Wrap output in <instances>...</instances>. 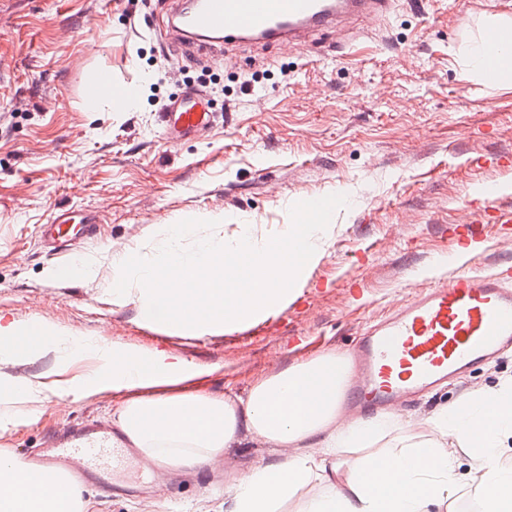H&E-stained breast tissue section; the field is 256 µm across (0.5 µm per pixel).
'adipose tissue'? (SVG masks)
Returning <instances> with one entry per match:
<instances>
[{"label":"adipose tissue","mask_w":512,"mask_h":512,"mask_svg":"<svg viewBox=\"0 0 512 512\" xmlns=\"http://www.w3.org/2000/svg\"><path fill=\"white\" fill-rule=\"evenodd\" d=\"M63 361L93 356L100 369L55 388L56 394H94L112 388L130 392L118 410L127 440L165 465L196 468L225 454L247 429L263 443L288 452L284 461L259 464L225 485L231 512H278L311 482L321 493L303 501L300 512H428L436 504L450 512L451 492L460 486L455 448L473 461L470 472L480 512H512V379L490 391L476 390L439 412L431 422L448 443H401L385 452L355 458L342 475L328 462L349 448L387 437L393 416H361L338 423L349 367L327 353L273 373L246 397L164 394L182 384L192 368L161 352L117 354L89 338L67 336L44 323L31 329L0 325V360L12 362L42 347ZM58 486L55 494L47 486ZM0 512H83L82 493L62 472L36 473L21 462L0 458Z\"/></svg>","instance_id":"obj_1"}]
</instances>
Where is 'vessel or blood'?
Instances as JSON below:
<instances>
[{"label":"vessel or blood","mask_w":512,"mask_h":512,"mask_svg":"<svg viewBox=\"0 0 512 512\" xmlns=\"http://www.w3.org/2000/svg\"><path fill=\"white\" fill-rule=\"evenodd\" d=\"M395 0H175L161 25L175 43L207 55L229 45L278 41L302 44L318 30H344L353 20L389 18ZM512 49V28L491 32L484 44V69L494 74L499 54ZM216 115L201 93L173 101L160 122L166 142L178 144L210 131ZM478 205L467 206L457 221L458 247L472 240L480 225L511 224L497 182L483 183ZM90 217L59 211L43 232L79 246ZM512 348V265L483 275L461 270L414 286L389 317L367 330L354 349L356 374L348 404L356 411L393 412L400 401L430 390L487 357ZM111 432L90 424L37 459L42 470L67 467L87 481L93 470L108 471L121 455Z\"/></svg>","instance_id":"obj_1"}]
</instances>
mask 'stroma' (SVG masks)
Instances as JSON below:
<instances>
[{
    "label": "stroma",
    "instance_id": "obj_1",
    "mask_svg": "<svg viewBox=\"0 0 512 512\" xmlns=\"http://www.w3.org/2000/svg\"><path fill=\"white\" fill-rule=\"evenodd\" d=\"M170 0H0V324L51 322L59 331L118 350L160 351L197 370L179 392L246 395L289 366L335 352L350 356L361 332L385 316L410 276L426 278L431 257L450 247L448 228L488 180L512 194V164L479 156L512 154V82L494 87L466 78L461 49L486 35L490 17H512V0H425L423 13L399 0L384 36L373 21L352 23L344 55L324 30L302 47L270 43L227 48L201 58L167 45L155 26ZM110 73L131 110L97 109L86 85ZM211 81L209 134L168 148L157 101ZM347 196L330 243L288 302L247 326L191 336L145 319L113 296V253L133 250L161 225L223 216L273 233L290 223L303 197ZM64 208L98 217L96 233L59 257L44 248L40 225ZM472 240V265L484 272L512 260L491 224ZM90 269L64 280L60 263ZM37 399L0 403V452L24 460L66 429L111 416L129 397L110 389L56 395L55 382L95 368L46 350L25 357ZM512 377V350L417 399L385 445L413 437L439 441L430 417L475 389ZM280 449L243 434L220 479L183 469L178 481L141 500L146 475L115 469L117 490L82 485L86 512H229L219 494L253 466L277 463Z\"/></svg>",
    "mask_w": 512,
    "mask_h": 512
}]
</instances>
